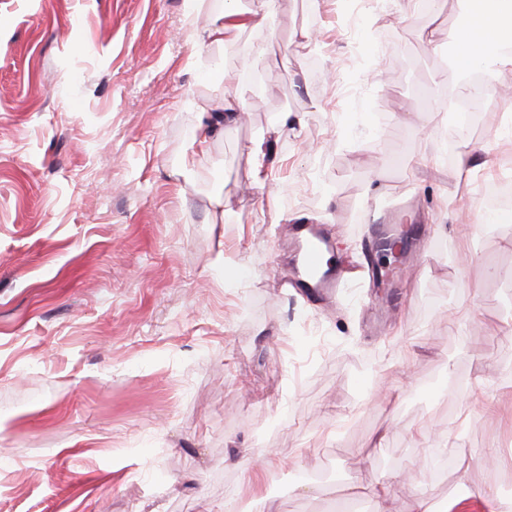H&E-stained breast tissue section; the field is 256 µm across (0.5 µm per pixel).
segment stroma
Instances as JSON below:
<instances>
[{
	"mask_svg": "<svg viewBox=\"0 0 512 512\" xmlns=\"http://www.w3.org/2000/svg\"><path fill=\"white\" fill-rule=\"evenodd\" d=\"M468 8L276 0L216 45L200 33L224 0H0V512H224L231 495L404 512L424 451L457 457L423 476L432 501L463 475L512 498V221L483 202L512 185V153L488 143L512 127V71L458 140L492 173L458 170L469 74L446 55ZM262 43L244 115L200 154L221 71ZM265 136L281 165L260 189ZM370 211L427 244L397 309L279 287L286 222L324 225L350 259ZM484 105L483 99L467 96L465 105L454 110V116L451 117L452 124L458 131L459 136L472 133L479 124L478 112ZM461 113H466L461 117ZM271 137L255 142L250 149L251 178L258 186L266 184L275 168V159L271 153Z\"/></svg>",
	"mask_w": 512,
	"mask_h": 512,
	"instance_id": "obj_1",
	"label": "stroma"
}]
</instances>
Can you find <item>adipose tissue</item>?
<instances>
[{
    "instance_id": "1",
    "label": "adipose tissue",
    "mask_w": 512,
    "mask_h": 512,
    "mask_svg": "<svg viewBox=\"0 0 512 512\" xmlns=\"http://www.w3.org/2000/svg\"><path fill=\"white\" fill-rule=\"evenodd\" d=\"M275 0H261L259 9L238 15L226 8L223 21L208 26L204 35L213 44L233 38L246 26L265 25ZM471 24L456 36L457 58L463 68L482 64L499 71L512 69V0H470Z\"/></svg>"
}]
</instances>
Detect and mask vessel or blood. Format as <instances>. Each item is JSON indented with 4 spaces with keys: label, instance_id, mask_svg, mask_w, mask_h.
Returning a JSON list of instances; mask_svg holds the SVG:
<instances>
[{
    "label": "vessel or blood",
    "instance_id": "vessel-or-blood-1",
    "mask_svg": "<svg viewBox=\"0 0 512 512\" xmlns=\"http://www.w3.org/2000/svg\"><path fill=\"white\" fill-rule=\"evenodd\" d=\"M395 229L390 224L368 225V240L362 257L348 265L334 260V249L320 225L293 223L288 228L289 237L301 254L300 261L293 264L292 284L314 300L337 295L355 284L377 283L385 280L386 272L376 264L375 253L383 238L393 236Z\"/></svg>",
    "mask_w": 512,
    "mask_h": 512
}]
</instances>
